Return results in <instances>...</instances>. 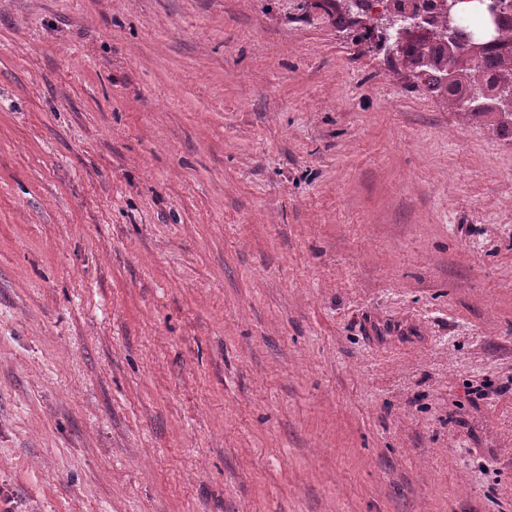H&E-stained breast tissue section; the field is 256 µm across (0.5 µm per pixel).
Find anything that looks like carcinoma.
I'll list each match as a JSON object with an SVG mask.
<instances>
[{"instance_id": "cac0c4a2", "label": "carcinoma", "mask_w": 512, "mask_h": 512, "mask_svg": "<svg viewBox=\"0 0 512 512\" xmlns=\"http://www.w3.org/2000/svg\"><path fill=\"white\" fill-rule=\"evenodd\" d=\"M352 3L353 14L366 17L372 6L369 0H324L326 7L337 14L340 23L349 26L354 22L347 18L345 2ZM433 13L428 16L423 33L410 35L402 43L398 54L412 73L413 83L423 84L426 77L433 76L427 88L448 99V104L457 108L469 121H484L500 132L512 134L511 112H482L468 108L466 97L476 96L484 100V92L495 91L504 99L512 98V26L502 28L500 42L493 50L483 49L477 59L467 62L463 76L449 83L445 80V60L448 56V30L443 28L440 19L441 4L444 0H431Z\"/></svg>"}]
</instances>
